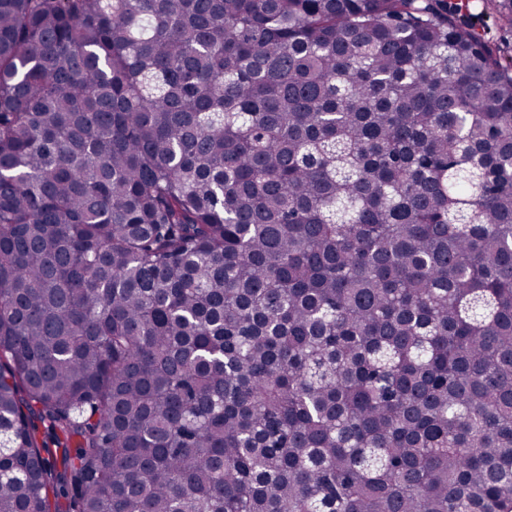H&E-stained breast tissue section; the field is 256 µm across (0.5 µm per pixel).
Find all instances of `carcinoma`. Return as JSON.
<instances>
[{
  "mask_svg": "<svg viewBox=\"0 0 512 512\" xmlns=\"http://www.w3.org/2000/svg\"><path fill=\"white\" fill-rule=\"evenodd\" d=\"M473 18L0 0V512H512V54Z\"/></svg>",
  "mask_w": 512,
  "mask_h": 512,
  "instance_id": "cac0c4a2",
  "label": "carcinoma"
}]
</instances>
